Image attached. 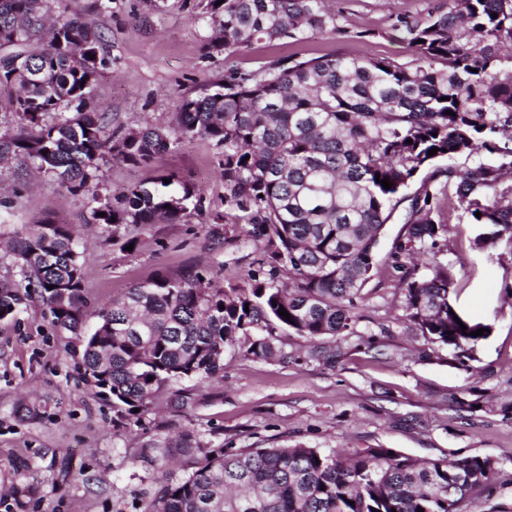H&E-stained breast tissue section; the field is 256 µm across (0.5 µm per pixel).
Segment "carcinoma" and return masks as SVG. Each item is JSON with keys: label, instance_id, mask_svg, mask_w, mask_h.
Listing matches in <instances>:
<instances>
[{"label": "carcinoma", "instance_id": "carcinoma-1", "mask_svg": "<svg viewBox=\"0 0 512 512\" xmlns=\"http://www.w3.org/2000/svg\"><path fill=\"white\" fill-rule=\"evenodd\" d=\"M52 1L63 3L0 0V83L16 88L11 112L19 127L0 135V163L30 160L87 201L103 244L137 247V237L118 236L120 227L185 223L203 213L204 195L162 174L114 206L99 191L101 163L147 166L172 148L208 142L224 180L225 212L212 223L227 214L250 225L259 254L258 269L227 287L194 268L139 283L98 310L87 333L80 227L48 221L0 244L54 325L81 338L84 378L112 401L116 424L143 428L159 394L181 380L222 376L224 359L238 349L286 363L288 339L299 337L336 357L324 343L353 332L356 301L379 269V239L403 201L407 237L394 242L391 267L402 271L406 320L428 342L465 355L490 336H471L487 324L455 307L458 273L438 255L449 209L481 229L476 248L512 243V52H500L512 47V0H448L446 12L400 20L395 29L414 55L408 63L289 55L268 68L205 76L195 95L182 98L175 124L125 130L109 127L95 98L112 68L102 31L61 8L43 36ZM200 5L214 30L202 47L206 58L259 41L296 45L311 30L338 32L328 0ZM483 153L495 161L463 172L438 165ZM414 249L427 258L423 276L400 262ZM284 269L289 285L279 282ZM30 299L1 281L0 317ZM282 307L291 320L279 315ZM171 457L181 459L182 475L163 478L142 512H456L448 476L462 481V502L495 470L480 455L419 461L388 448L205 450L192 432L148 437L138 460L157 466Z\"/></svg>", "mask_w": 512, "mask_h": 512}]
</instances>
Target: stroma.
I'll use <instances>...</instances> for the list:
<instances>
[{
  "label": "stroma",
  "instance_id": "obj_1",
  "mask_svg": "<svg viewBox=\"0 0 512 512\" xmlns=\"http://www.w3.org/2000/svg\"><path fill=\"white\" fill-rule=\"evenodd\" d=\"M69 14L95 23L112 56L97 86L111 126L173 123L182 97L202 76L254 70L286 55L388 57L411 61L396 37L399 19L444 12L448 0H332L339 34L314 31L295 46L264 42L211 58L201 47L211 34L197 0H65ZM172 173L203 190L208 212L184 224L137 229L136 253L103 245L84 200L62 189L23 159L0 166V234L54 220L81 228L84 297L97 309L158 273L197 267L238 282L256 257L248 227L216 245L213 212L224 208V184L214 150L196 142L149 166L102 165L104 186L120 199L134 185ZM444 261L458 271L456 305L492 332L461 365L456 351L428 343L403 317L402 284L388 269L366 285L354 334L336 339L339 356L326 364L306 354L304 339L288 342L295 360L282 364L243 355L226 357L215 381L177 383L183 405L157 400L151 431L191 429L208 447L391 448L419 459L480 455L496 468L458 512H512V244L472 249L476 234L457 212L446 215ZM83 344L55 327L39 302L0 320V512H139L138 497L157 488L162 473L137 456L139 430L112 425V405L82 377ZM38 416H28L26 405Z\"/></svg>",
  "mask_w": 512,
  "mask_h": 512
}]
</instances>
